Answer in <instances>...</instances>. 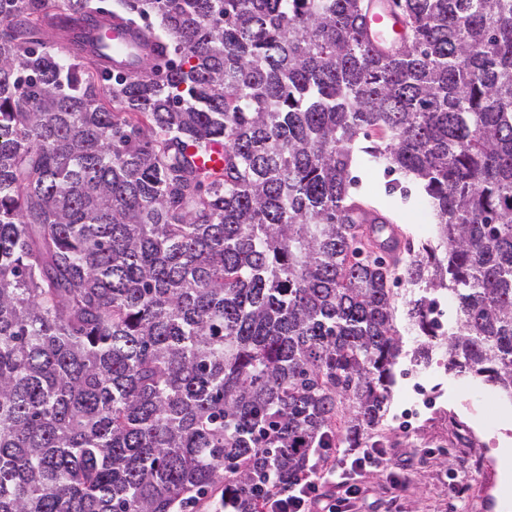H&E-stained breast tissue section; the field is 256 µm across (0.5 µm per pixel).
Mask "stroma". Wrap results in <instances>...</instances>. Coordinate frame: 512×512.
Instances as JSON below:
<instances>
[{
	"label": "stroma",
	"mask_w": 512,
	"mask_h": 512,
	"mask_svg": "<svg viewBox=\"0 0 512 512\" xmlns=\"http://www.w3.org/2000/svg\"><path fill=\"white\" fill-rule=\"evenodd\" d=\"M351 172L357 193L375 187L377 206L393 214L401 231L429 227V207L418 184L389 190L393 178L355 152ZM418 372L410 362L396 370L394 397L379 439L391 460L409 466L405 487H393L384 471H359L367 489L357 512H379L396 497L400 512H512V400L492 385L435 366L434 398L416 395ZM464 492L454 496L455 482Z\"/></svg>",
	"instance_id": "obj_1"
}]
</instances>
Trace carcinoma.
I'll return each instance as SVG.
<instances>
[{"label": "carcinoma", "instance_id": "cac0c4a2", "mask_svg": "<svg viewBox=\"0 0 512 512\" xmlns=\"http://www.w3.org/2000/svg\"><path fill=\"white\" fill-rule=\"evenodd\" d=\"M390 3L113 0L168 65L105 79L96 0H0V512H262L408 355L512 399V0ZM362 139L435 241L357 223ZM368 31L374 42L382 46H390L397 40L387 36L390 32L401 33L402 27L395 23L389 11L371 10L367 17Z\"/></svg>", "mask_w": 512, "mask_h": 512}]
</instances>
